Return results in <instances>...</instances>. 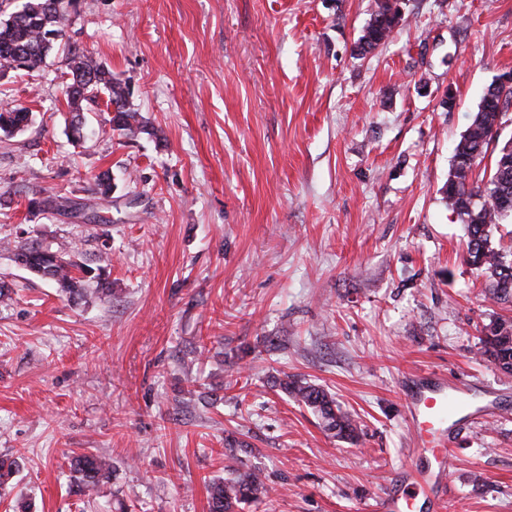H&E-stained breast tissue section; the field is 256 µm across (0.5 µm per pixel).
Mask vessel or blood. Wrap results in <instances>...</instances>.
Here are the masks:
<instances>
[{
  "label": "vessel or blood",
  "mask_w": 512,
  "mask_h": 512,
  "mask_svg": "<svg viewBox=\"0 0 512 512\" xmlns=\"http://www.w3.org/2000/svg\"><path fill=\"white\" fill-rule=\"evenodd\" d=\"M405 402L413 422L424 432L418 441L419 453L446 460L444 441L448 422L469 415V398L439 381L415 382L406 392ZM442 482V472L430 467L403 472L391 490L379 499L378 512H414L419 497L433 494Z\"/></svg>",
  "instance_id": "vessel-or-blood-1"
}]
</instances>
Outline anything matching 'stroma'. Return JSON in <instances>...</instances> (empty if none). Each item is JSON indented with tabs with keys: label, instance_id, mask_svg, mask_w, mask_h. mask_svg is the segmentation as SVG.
Instances as JSON below:
<instances>
[{
	"label": "stroma",
	"instance_id": "35a3bbf8",
	"mask_svg": "<svg viewBox=\"0 0 512 512\" xmlns=\"http://www.w3.org/2000/svg\"><path fill=\"white\" fill-rule=\"evenodd\" d=\"M373 2L77 0L69 36L153 129L134 139L100 99L72 142L62 53L0 68V107L32 114L0 136V240L78 245L112 282L111 300L71 301L0 248V455L18 464L0 512H208L236 458L268 488L246 512H369L420 463L402 393L420 377L475 387L482 408L449 428L446 496L421 512H512V376L479 353L512 303L464 260L441 192L512 72V0H404L361 58ZM42 189L84 217L32 212ZM287 375L352 413L358 441L285 394ZM86 452L112 474L77 496L68 458Z\"/></svg>",
	"mask_w": 512,
	"mask_h": 512
}]
</instances>
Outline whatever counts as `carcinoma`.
Masks as SVG:
<instances>
[{"mask_svg":"<svg viewBox=\"0 0 512 512\" xmlns=\"http://www.w3.org/2000/svg\"><path fill=\"white\" fill-rule=\"evenodd\" d=\"M76 0H27L22 6L25 15L13 23L0 22V67L12 66L21 60L24 70L39 68L55 48H62L68 76L63 94L70 108V126L84 124L82 102L102 95L107 97L106 122L122 137L150 133L147 123L134 111L125 86L112 78V72L77 44L62 43L69 26ZM395 5L389 0H377L363 34L355 43L354 52L364 58L383 47L397 27L391 12ZM512 107V84L489 85L480 100L478 111L454 149L448 182L442 188L444 199L460 220L467 224L464 249L466 262L484 273L489 280V292L495 299H512V259L494 242L495 232L512 212L502 206L512 205V153L494 144L491 128L497 112ZM31 115L24 108L0 109V131L11 136L24 131ZM495 152L488 168H480L488 151ZM110 171L94 178V191L102 199L112 195ZM60 196L41 192L29 200V207L43 213L58 209ZM15 261L25 267L42 271V278L51 281L70 299L89 294L104 298L112 296V281L106 271L87 264L74 245L72 250H55L44 240H27L13 246ZM480 353L490 358L507 375H512V321L498 318L484 331ZM283 392L309 407L322 420L325 428L343 440L355 441L360 425L353 415L341 410L323 388L298 378L280 380ZM74 473V485L79 493L95 490L111 471L110 458L102 454L80 453L69 460ZM267 493L261 475L252 470L230 469L224 479L208 488L209 512H244L259 494Z\"/></svg>","mask_w":512,"mask_h":512,"instance_id":"carcinoma-1","label":"carcinoma"}]
</instances>
